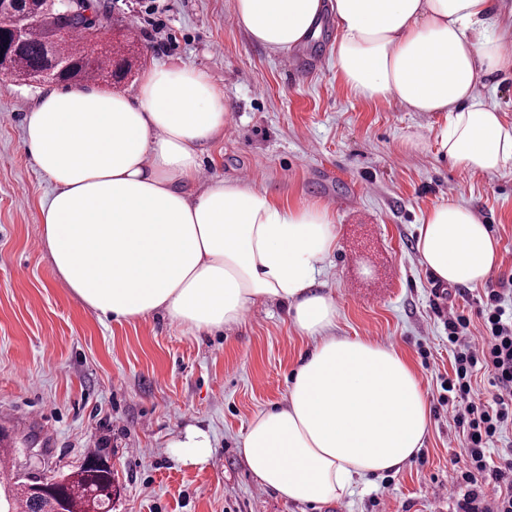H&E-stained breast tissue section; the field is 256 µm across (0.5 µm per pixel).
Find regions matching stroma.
<instances>
[{"mask_svg": "<svg viewBox=\"0 0 512 512\" xmlns=\"http://www.w3.org/2000/svg\"><path fill=\"white\" fill-rule=\"evenodd\" d=\"M109 23L132 36L137 62L117 91L133 92L154 63L207 72L230 121L201 158V179L246 181L288 206L332 213L336 240L317 278L336 301L335 333L403 353L416 370L430 426L399 471L371 477L354 496L295 504L249 473L242 442L251 420L283 405L312 342L285 307L259 303L238 326L196 333L162 315L98 318L58 278L41 244L53 187L25 144V116L40 91L0 77V435L16 472L76 470L107 443L120 492L112 512H456L448 472L465 466L462 433L441 406L452 372L445 310L471 318L483 289L434 293L417 249L423 215L454 199L473 209L499 245L488 285L512 305V169L453 167L437 153L444 114L352 95L331 67L336 28L274 53L253 42L235 0H104ZM422 140L409 149L406 137ZM205 431V464L173 444Z\"/></svg>", "mask_w": 512, "mask_h": 512, "instance_id": "1", "label": "stroma"}]
</instances>
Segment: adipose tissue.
<instances>
[{"label":"adipose tissue","mask_w":512,"mask_h":512,"mask_svg":"<svg viewBox=\"0 0 512 512\" xmlns=\"http://www.w3.org/2000/svg\"><path fill=\"white\" fill-rule=\"evenodd\" d=\"M251 40L286 52L330 15L336 76L366 100L442 112L438 153L459 169L512 167V124L481 78L512 74V0H235ZM224 95L200 69L156 64L134 95L96 86L43 93L25 119L28 150L54 185L42 241L54 270L104 317L164 313L202 333L240 324L251 305L284 303L313 349L284 406L243 440L249 472L285 500L321 504L399 470L430 423L421 383L396 349L332 335L336 303L316 287L336 239L328 208L286 207L236 180L200 182L223 136ZM417 247L432 275L483 285L498 245L470 207L429 210Z\"/></svg>","instance_id":"obj_1"}]
</instances>
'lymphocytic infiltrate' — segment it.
I'll return each mask as SVG.
<instances>
[{
  "label": "lymphocytic infiltrate",
  "mask_w": 512,
  "mask_h": 512,
  "mask_svg": "<svg viewBox=\"0 0 512 512\" xmlns=\"http://www.w3.org/2000/svg\"><path fill=\"white\" fill-rule=\"evenodd\" d=\"M481 338L469 336L468 316L449 312L448 349L453 374L445 380L444 399L453 420L462 430L465 470L451 471V489L467 487L457 502V512H512V448L503 449L498 466H490L487 451L512 425V308L500 291L487 289L478 302ZM489 376L490 398L474 386L477 371Z\"/></svg>",
  "instance_id": "lymphocytic-infiltrate-1"
}]
</instances>
